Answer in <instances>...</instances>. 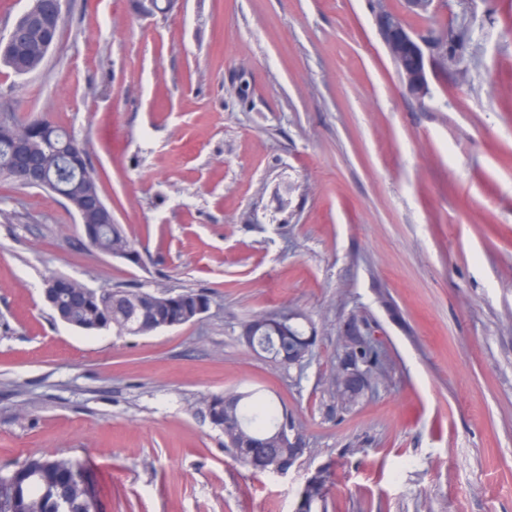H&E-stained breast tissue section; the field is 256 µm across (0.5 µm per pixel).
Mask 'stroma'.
Masks as SVG:
<instances>
[{
	"label": "stroma",
	"instance_id": "1",
	"mask_svg": "<svg viewBox=\"0 0 512 512\" xmlns=\"http://www.w3.org/2000/svg\"><path fill=\"white\" fill-rule=\"evenodd\" d=\"M468 79L405 91L369 0H64L43 65H0V114H49L85 148L138 263L91 250L58 195L0 180V472L86 465L99 512H512V0H448ZM204 292L203 317L144 336L56 321L44 282ZM305 315L303 367L241 341ZM388 373L357 407L327 388L349 322ZM255 391L310 454L255 474L205 408ZM319 476V478H318ZM329 473L326 470L320 472L316 471L313 475H311L307 482L304 484L301 496L303 491L308 484V482L315 481L310 484V487L306 491L304 497L300 499V494L298 496L297 502L295 504V511L298 512H318V511H326L325 502L328 491V483H329Z\"/></svg>",
	"mask_w": 512,
	"mask_h": 512
}]
</instances>
